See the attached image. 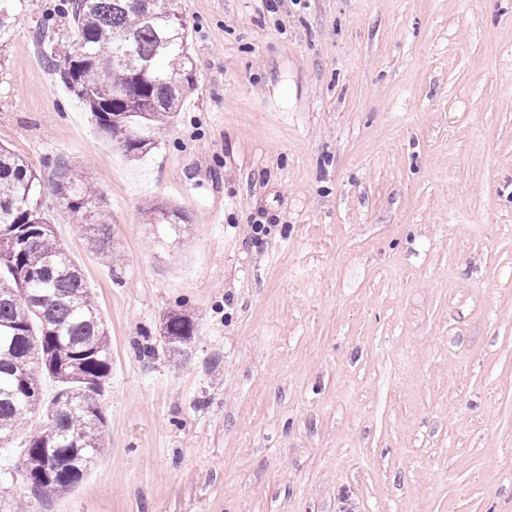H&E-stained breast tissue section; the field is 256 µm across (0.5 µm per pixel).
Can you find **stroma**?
I'll list each match as a JSON object with an SVG mask.
<instances>
[{"label":"stroma","mask_w":512,"mask_h":512,"mask_svg":"<svg viewBox=\"0 0 512 512\" xmlns=\"http://www.w3.org/2000/svg\"><path fill=\"white\" fill-rule=\"evenodd\" d=\"M54 3L0 45V144L109 330L110 445L49 499L26 433L0 448L26 512H512V0H177L196 85L140 160L46 65ZM74 170L105 254L54 195ZM145 214L148 224H160L174 234L179 232L180 224L186 222L182 208L170 203L151 205ZM194 335L195 324L190 318L176 311L167 314L161 338L169 351L186 355Z\"/></svg>","instance_id":"stroma-1"}]
</instances>
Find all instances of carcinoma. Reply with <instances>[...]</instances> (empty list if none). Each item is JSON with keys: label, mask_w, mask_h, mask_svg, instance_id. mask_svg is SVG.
Here are the masks:
<instances>
[{"label": "carcinoma", "mask_w": 512, "mask_h": 512, "mask_svg": "<svg viewBox=\"0 0 512 512\" xmlns=\"http://www.w3.org/2000/svg\"><path fill=\"white\" fill-rule=\"evenodd\" d=\"M22 0H0V42L10 34L8 19ZM77 34L70 66L55 55L49 65L59 81L87 107L103 135L122 141L130 157L147 153L160 130L173 124L195 73L188 30L175 0H59ZM153 64V81L133 86L141 65ZM87 182L56 185V195L73 211L92 203ZM149 224L173 233L185 223L174 204L146 209ZM111 221L99 216L88 244L101 249ZM0 447L33 417L40 421L26 441L20 474L37 497L72 490L105 448L100 397L111 361L110 337L82 271L54 235L45 210L44 185L22 155L0 146ZM195 324L176 311L167 314L165 347L188 353ZM59 386L43 399L42 382ZM52 457L54 466L42 468Z\"/></svg>", "instance_id": "carcinoma-1"}]
</instances>
